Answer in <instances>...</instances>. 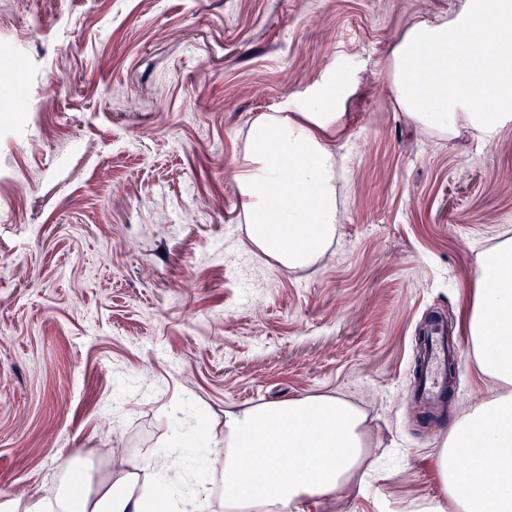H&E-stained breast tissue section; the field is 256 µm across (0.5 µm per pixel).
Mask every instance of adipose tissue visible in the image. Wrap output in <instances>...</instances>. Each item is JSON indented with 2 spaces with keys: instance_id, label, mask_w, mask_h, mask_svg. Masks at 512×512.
I'll return each instance as SVG.
<instances>
[{
  "instance_id": "obj_1",
  "label": "adipose tissue",
  "mask_w": 512,
  "mask_h": 512,
  "mask_svg": "<svg viewBox=\"0 0 512 512\" xmlns=\"http://www.w3.org/2000/svg\"><path fill=\"white\" fill-rule=\"evenodd\" d=\"M391 60L396 100L415 125L489 143L512 124V0H465L453 18L420 22ZM352 83L336 70L297 111L261 114L246 133L238 187L247 239L282 268L315 265L336 237L338 159L325 138ZM467 332L480 369L503 390L449 431L438 452L444 495L423 500L417 512H512L511 235L481 266ZM365 421L330 394L225 409L224 512H306L317 498L360 493L357 474L370 453ZM112 477L95 494L57 499V512H146L150 485L127 458L113 460Z\"/></svg>"
}]
</instances>
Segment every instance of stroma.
<instances>
[{"mask_svg":"<svg viewBox=\"0 0 512 512\" xmlns=\"http://www.w3.org/2000/svg\"><path fill=\"white\" fill-rule=\"evenodd\" d=\"M464 0H0V512L112 480L120 449L221 499L224 411L311 394L358 406L366 491L310 512H415L449 427L499 392L464 350L444 409L412 397L418 329L466 336L484 253L512 229V126L413 127L389 76L415 23ZM337 235L313 267L250 251L243 134L331 71Z\"/></svg>","mask_w":512,"mask_h":512,"instance_id":"stroma-1","label":"stroma"}]
</instances>
